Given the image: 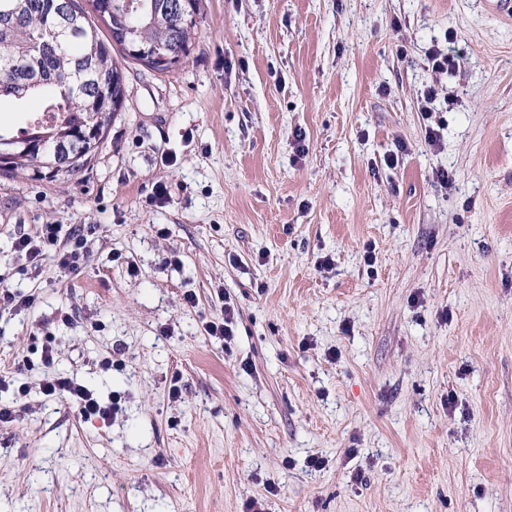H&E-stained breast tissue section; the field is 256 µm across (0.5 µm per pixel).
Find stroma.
I'll return each mask as SVG.
<instances>
[{"mask_svg": "<svg viewBox=\"0 0 512 512\" xmlns=\"http://www.w3.org/2000/svg\"><path fill=\"white\" fill-rule=\"evenodd\" d=\"M199 31L128 66L87 167L0 171V283L35 297L0 299V512H512V16L205 0ZM39 224L94 225L79 270L13 251ZM234 309L230 306L224 308V317L209 321L205 325V332L208 336L218 338L220 340H231L233 333ZM41 390L47 397L68 401L85 419L108 420L118 411V402L102 404L90 389L70 376L54 374L43 382Z\"/></svg>", "mask_w": 512, "mask_h": 512, "instance_id": "stroma-1", "label": "stroma"}]
</instances>
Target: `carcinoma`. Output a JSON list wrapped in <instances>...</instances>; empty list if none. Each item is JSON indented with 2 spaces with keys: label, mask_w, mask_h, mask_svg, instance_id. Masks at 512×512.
Listing matches in <instances>:
<instances>
[{
  "label": "carcinoma",
  "mask_w": 512,
  "mask_h": 512,
  "mask_svg": "<svg viewBox=\"0 0 512 512\" xmlns=\"http://www.w3.org/2000/svg\"><path fill=\"white\" fill-rule=\"evenodd\" d=\"M180 0H111L112 13L98 14V0H0V104L21 108L34 97L41 109L14 134L0 123V148L17 156L8 170L55 177L87 166L103 139L82 133L98 124L106 134L126 103L122 61L143 63L153 52L171 56L155 71L170 73L185 62L198 35L204 0L180 13ZM97 13L105 31L88 20ZM123 60H116L112 50ZM39 138L43 154L23 151Z\"/></svg>",
  "instance_id": "carcinoma-1"
}]
</instances>
